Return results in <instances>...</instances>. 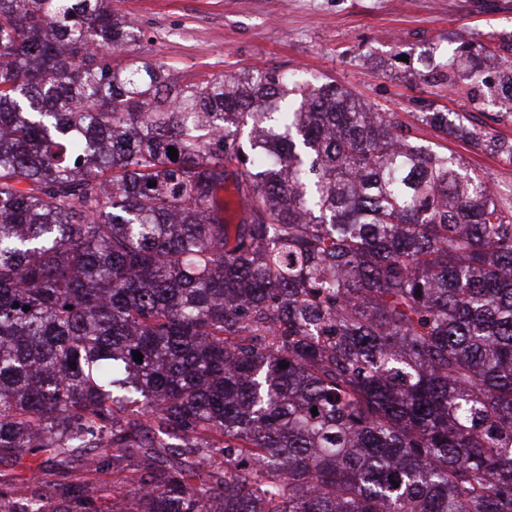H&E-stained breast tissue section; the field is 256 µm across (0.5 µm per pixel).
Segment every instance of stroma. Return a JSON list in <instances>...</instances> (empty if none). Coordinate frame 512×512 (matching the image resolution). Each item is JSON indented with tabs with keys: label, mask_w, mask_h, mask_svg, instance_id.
I'll return each instance as SVG.
<instances>
[{
	"label": "stroma",
	"mask_w": 512,
	"mask_h": 512,
	"mask_svg": "<svg viewBox=\"0 0 512 512\" xmlns=\"http://www.w3.org/2000/svg\"><path fill=\"white\" fill-rule=\"evenodd\" d=\"M141 31L134 54L167 63L175 82L253 69L331 78L365 102L405 118L464 112L512 141L500 104L472 96L466 81L427 86L416 72L438 48L512 35V0H112ZM462 156L501 194H512V159L451 136Z\"/></svg>",
	"instance_id": "stroma-1"
}]
</instances>
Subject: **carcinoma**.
Segmentation results:
<instances>
[{
  "label": "carcinoma",
  "mask_w": 512,
  "mask_h": 512,
  "mask_svg": "<svg viewBox=\"0 0 512 512\" xmlns=\"http://www.w3.org/2000/svg\"><path fill=\"white\" fill-rule=\"evenodd\" d=\"M136 38L0 0V512H512V201L333 80ZM511 54L418 76L512 104Z\"/></svg>",
  "instance_id": "obj_1"
}]
</instances>
